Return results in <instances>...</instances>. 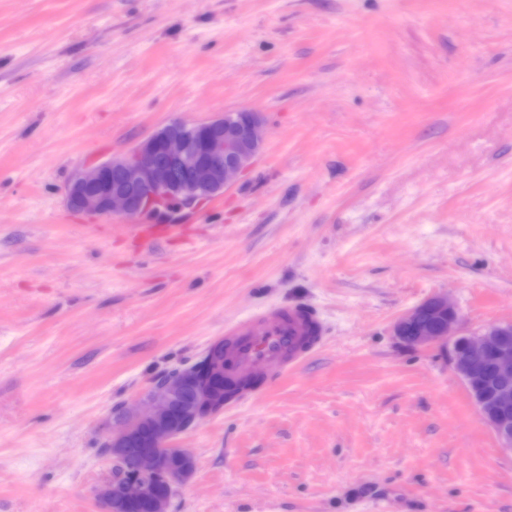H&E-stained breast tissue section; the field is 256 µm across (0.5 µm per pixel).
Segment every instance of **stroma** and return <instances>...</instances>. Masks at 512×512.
<instances>
[{
  "label": "stroma",
  "mask_w": 512,
  "mask_h": 512,
  "mask_svg": "<svg viewBox=\"0 0 512 512\" xmlns=\"http://www.w3.org/2000/svg\"><path fill=\"white\" fill-rule=\"evenodd\" d=\"M240 110L263 148L188 237L68 208L85 166ZM436 295L512 323V0H0V512H105L114 409L287 307L321 346L177 439L170 512H512L446 347L394 334Z\"/></svg>",
  "instance_id": "35a3bbf8"
}]
</instances>
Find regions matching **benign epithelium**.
Segmentation results:
<instances>
[{"label":"benign epithelium","instance_id":"benign-epithelium-1","mask_svg":"<svg viewBox=\"0 0 512 512\" xmlns=\"http://www.w3.org/2000/svg\"><path fill=\"white\" fill-rule=\"evenodd\" d=\"M258 113L226 112L208 122L173 121L130 153L76 173L67 204L97 215H138L155 211L159 200L171 216L218 195L254 161L262 148ZM409 348L448 346V363L471 396L480 419L500 448L512 454V323L470 336L462 332L457 309L445 296L415 306L394 325ZM200 366L177 369L146 392L142 411L120 408L104 441L112 477L100 497L106 507L147 501L153 512H169L177 485L193 473L192 456L173 441L214 414L206 397L184 405L185 389Z\"/></svg>","mask_w":512,"mask_h":512}]
</instances>
